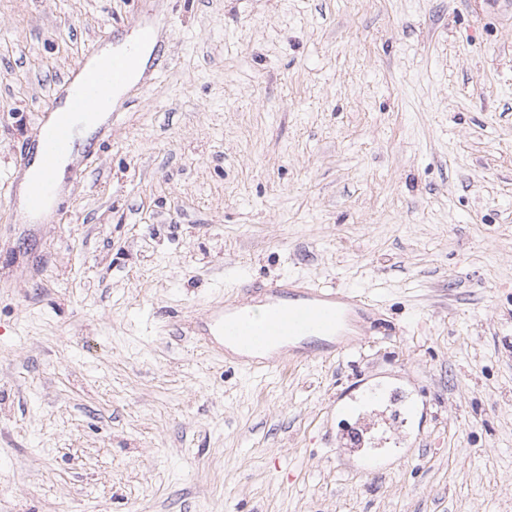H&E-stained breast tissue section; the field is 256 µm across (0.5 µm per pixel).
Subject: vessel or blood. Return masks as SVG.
Instances as JSON below:
<instances>
[{
	"label": "vessel or blood",
	"mask_w": 512,
	"mask_h": 512,
	"mask_svg": "<svg viewBox=\"0 0 512 512\" xmlns=\"http://www.w3.org/2000/svg\"><path fill=\"white\" fill-rule=\"evenodd\" d=\"M140 63L134 53H116L93 68H73L54 86L57 102L47 107L54 120L42 127L32 148L14 158L15 168L35 171L26 186L29 213H45L56 194L57 165L78 144L71 116L110 109L114 90L129 81ZM258 304L263 307L259 314L253 311ZM366 309L363 296L333 286L288 278L247 282L212 304L205 319L182 323L181 331L244 371L272 372L289 360L328 359L336 351L332 337L345 333L354 315Z\"/></svg>",
	"instance_id": "vessel-or-blood-1"
}]
</instances>
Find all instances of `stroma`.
Instances as JSON below:
<instances>
[{
  "label": "stroma",
  "mask_w": 512,
  "mask_h": 512,
  "mask_svg": "<svg viewBox=\"0 0 512 512\" xmlns=\"http://www.w3.org/2000/svg\"><path fill=\"white\" fill-rule=\"evenodd\" d=\"M137 15L169 62L58 212L0 194V512H512V0H0V176ZM286 277L382 328L254 375L180 333Z\"/></svg>",
  "instance_id": "stroma-1"
}]
</instances>
